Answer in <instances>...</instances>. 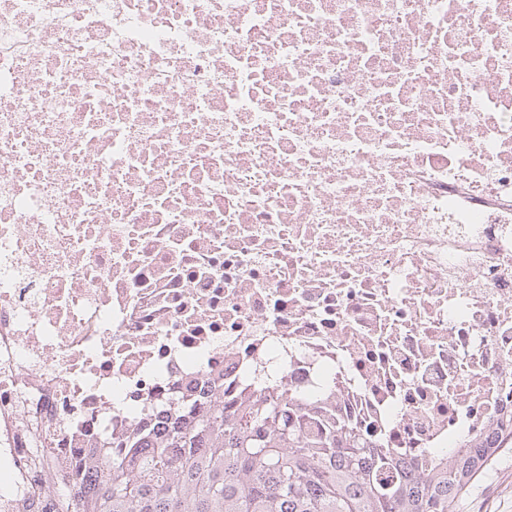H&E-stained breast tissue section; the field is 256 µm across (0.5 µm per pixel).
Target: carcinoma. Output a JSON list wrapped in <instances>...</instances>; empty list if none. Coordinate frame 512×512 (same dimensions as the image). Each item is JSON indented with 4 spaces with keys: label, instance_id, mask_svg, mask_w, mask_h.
Here are the masks:
<instances>
[{
    "label": "carcinoma",
    "instance_id": "obj_1",
    "mask_svg": "<svg viewBox=\"0 0 512 512\" xmlns=\"http://www.w3.org/2000/svg\"><path fill=\"white\" fill-rule=\"evenodd\" d=\"M512 445V413L450 465L419 474L369 449L365 430L326 423L283 392L224 408V393L160 439H128L46 473L54 512H455Z\"/></svg>",
    "mask_w": 512,
    "mask_h": 512
}]
</instances>
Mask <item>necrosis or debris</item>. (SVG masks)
Instances as JSON below:
<instances>
[{
    "label": "necrosis or debris",
    "mask_w": 512,
    "mask_h": 512,
    "mask_svg": "<svg viewBox=\"0 0 512 512\" xmlns=\"http://www.w3.org/2000/svg\"><path fill=\"white\" fill-rule=\"evenodd\" d=\"M218 388L512 402V0H0V512Z\"/></svg>",
    "instance_id": "necrosis-or-debris-1"
}]
</instances>
